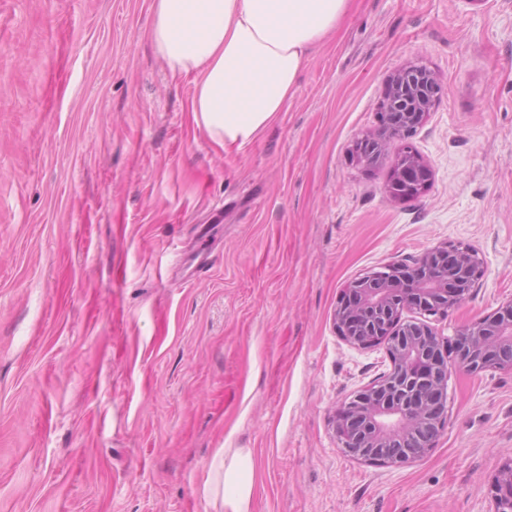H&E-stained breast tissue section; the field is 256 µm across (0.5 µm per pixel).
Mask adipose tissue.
<instances>
[{
    "label": "adipose tissue",
    "instance_id": "1",
    "mask_svg": "<svg viewBox=\"0 0 512 512\" xmlns=\"http://www.w3.org/2000/svg\"><path fill=\"white\" fill-rule=\"evenodd\" d=\"M352 0H153L146 33L168 70L194 86L196 126L225 151L255 140L285 111L314 48ZM249 449L221 448L201 494L212 512H251Z\"/></svg>",
    "mask_w": 512,
    "mask_h": 512
}]
</instances>
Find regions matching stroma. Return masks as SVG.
I'll return each instance as SVG.
<instances>
[{
	"instance_id": "obj_1",
	"label": "stroma",
	"mask_w": 512,
	"mask_h": 512,
	"mask_svg": "<svg viewBox=\"0 0 512 512\" xmlns=\"http://www.w3.org/2000/svg\"><path fill=\"white\" fill-rule=\"evenodd\" d=\"M151 0H0V512H209L220 448L251 449V512H492L512 373L453 369L429 454L346 456L338 404L390 362L333 315L365 273L478 249L445 337L512 300V0H355L284 112L225 153L146 39ZM441 90L370 166L389 74ZM429 177L426 161L409 145H405L395 158L393 178L386 191L394 198L413 197L425 189Z\"/></svg>"
}]
</instances>
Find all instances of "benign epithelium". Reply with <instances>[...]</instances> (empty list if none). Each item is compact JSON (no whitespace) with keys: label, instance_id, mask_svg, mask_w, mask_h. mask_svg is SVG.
<instances>
[{"label":"benign epithelium","instance_id":"obj_1","mask_svg":"<svg viewBox=\"0 0 512 512\" xmlns=\"http://www.w3.org/2000/svg\"><path fill=\"white\" fill-rule=\"evenodd\" d=\"M435 75L407 65L385 82L383 128L356 145L357 161L375 162L393 141L406 140L433 107ZM426 161L410 146L395 158L387 193L409 198L429 181ZM482 259L470 246L438 245L410 265L389 264L357 279L334 314L338 335L350 346L385 344L391 368L364 386L336 412L338 445L352 459L402 466L423 459L448 417V372L512 371V301L493 315L460 328L454 343L428 322L401 319L405 309L448 317L479 286ZM493 512H512V463L495 481Z\"/></svg>","mask_w":512,"mask_h":512}]
</instances>
